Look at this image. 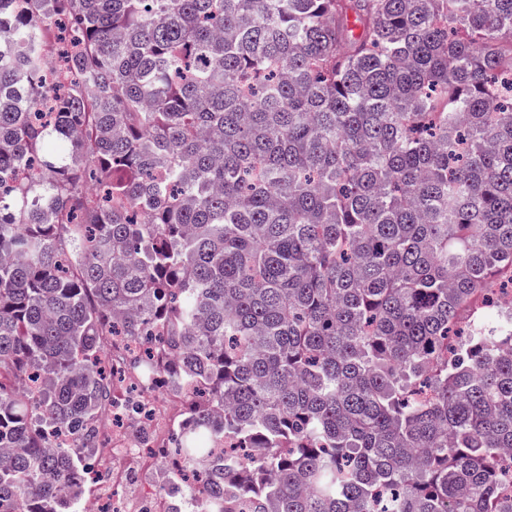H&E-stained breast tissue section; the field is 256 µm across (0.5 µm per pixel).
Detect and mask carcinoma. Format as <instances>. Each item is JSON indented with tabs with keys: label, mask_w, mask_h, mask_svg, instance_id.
Returning a JSON list of instances; mask_svg holds the SVG:
<instances>
[{
	"label": "carcinoma",
	"mask_w": 512,
	"mask_h": 512,
	"mask_svg": "<svg viewBox=\"0 0 512 512\" xmlns=\"http://www.w3.org/2000/svg\"><path fill=\"white\" fill-rule=\"evenodd\" d=\"M505 268L512 0H0V512H77L108 336L177 502L512 512ZM137 384L141 392L137 403L141 407L143 427L152 433H156L163 423V420L159 417V409L165 406L167 395L157 394L154 391L156 387L154 380H146L140 374L137 378ZM186 408L187 403L185 402L184 398L175 397L172 394H169V400L165 407L164 413L166 430L165 433L157 441H154L151 437L148 436L152 442V445H154L156 442L164 443V445L168 444L172 434L173 424L183 417Z\"/></svg>",
	"instance_id": "carcinoma-1"
}]
</instances>
